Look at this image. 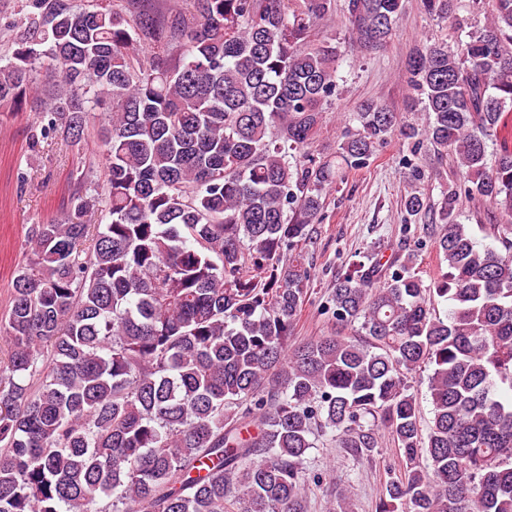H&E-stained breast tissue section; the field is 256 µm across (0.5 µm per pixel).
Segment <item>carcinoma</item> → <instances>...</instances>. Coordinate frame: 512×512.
I'll return each instance as SVG.
<instances>
[{
  "label": "carcinoma",
  "instance_id": "cac0c4a2",
  "mask_svg": "<svg viewBox=\"0 0 512 512\" xmlns=\"http://www.w3.org/2000/svg\"><path fill=\"white\" fill-rule=\"evenodd\" d=\"M459 0H423L443 19ZM407 62L422 127L382 105L311 154L336 95V0H190L162 20L101 0H29L0 39V108L31 147L83 154L72 206L32 227L0 315V512H302L310 449L354 459L380 432L402 469L377 512H512V0ZM402 0H346L354 43L395 34ZM164 42L148 62L138 43ZM399 135L452 156L506 220L477 244L441 203L418 254L336 277L330 329L291 345L323 195ZM427 371L432 418L412 392Z\"/></svg>",
  "mask_w": 512,
  "mask_h": 512
}]
</instances>
